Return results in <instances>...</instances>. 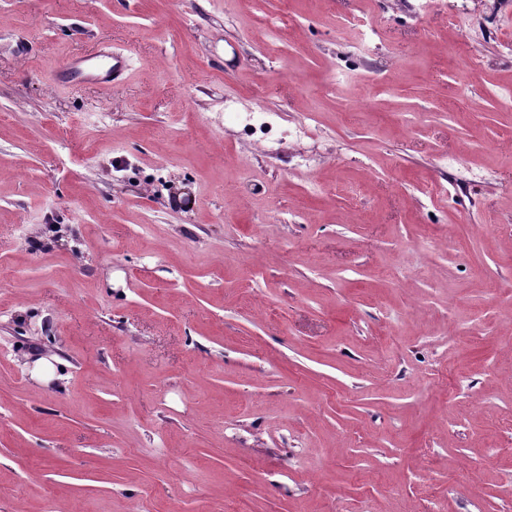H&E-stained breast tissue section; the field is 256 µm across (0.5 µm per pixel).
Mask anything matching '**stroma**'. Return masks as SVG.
I'll return each instance as SVG.
<instances>
[{"label":"stroma","instance_id":"1","mask_svg":"<svg viewBox=\"0 0 512 512\" xmlns=\"http://www.w3.org/2000/svg\"><path fill=\"white\" fill-rule=\"evenodd\" d=\"M506 40L491 0H0V512H512ZM101 43L119 85L53 83Z\"/></svg>","mask_w":512,"mask_h":512}]
</instances>
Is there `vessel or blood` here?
<instances>
[{"mask_svg":"<svg viewBox=\"0 0 512 512\" xmlns=\"http://www.w3.org/2000/svg\"><path fill=\"white\" fill-rule=\"evenodd\" d=\"M127 67L123 54L101 47L95 53L77 55L61 67L54 75L57 84L74 86L80 84H118Z\"/></svg>","mask_w":512,"mask_h":512,"instance_id":"1","label":"vessel or blood"}]
</instances>
